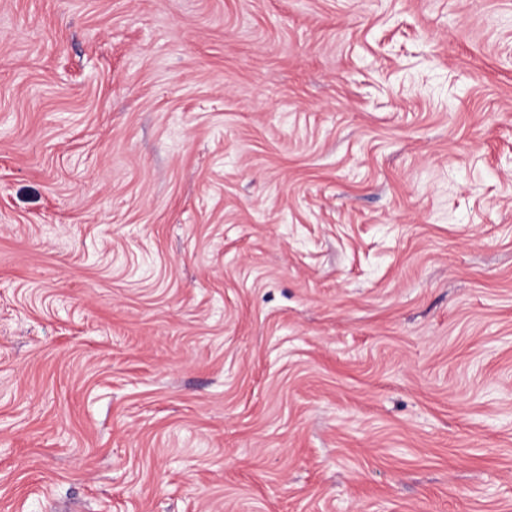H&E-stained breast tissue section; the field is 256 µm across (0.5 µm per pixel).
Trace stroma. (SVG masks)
<instances>
[{"instance_id": "obj_1", "label": "stroma", "mask_w": 512, "mask_h": 512, "mask_svg": "<svg viewBox=\"0 0 512 512\" xmlns=\"http://www.w3.org/2000/svg\"><path fill=\"white\" fill-rule=\"evenodd\" d=\"M0 512H512V0H0Z\"/></svg>"}]
</instances>
